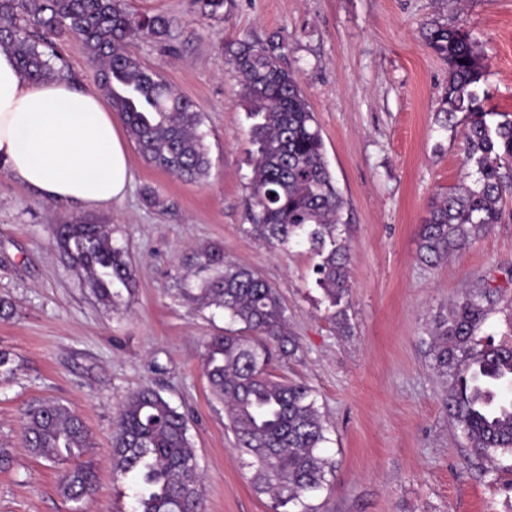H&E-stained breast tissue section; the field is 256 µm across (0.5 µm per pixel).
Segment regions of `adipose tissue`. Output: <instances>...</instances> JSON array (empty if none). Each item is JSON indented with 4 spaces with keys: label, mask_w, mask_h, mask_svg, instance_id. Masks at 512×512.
Masks as SVG:
<instances>
[{
    "label": "adipose tissue",
    "mask_w": 512,
    "mask_h": 512,
    "mask_svg": "<svg viewBox=\"0 0 512 512\" xmlns=\"http://www.w3.org/2000/svg\"><path fill=\"white\" fill-rule=\"evenodd\" d=\"M0 169L43 197L89 207L121 201L126 143L101 96L70 80L28 81L0 50Z\"/></svg>",
    "instance_id": "adipose-tissue-1"
}]
</instances>
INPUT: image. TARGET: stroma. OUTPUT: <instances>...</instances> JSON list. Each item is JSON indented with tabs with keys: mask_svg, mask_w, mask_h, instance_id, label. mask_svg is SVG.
Listing matches in <instances>:
<instances>
[{
	"mask_svg": "<svg viewBox=\"0 0 512 512\" xmlns=\"http://www.w3.org/2000/svg\"><path fill=\"white\" fill-rule=\"evenodd\" d=\"M161 14L170 36L129 50L203 115L211 169L186 182L130 150L133 180L122 202L88 208L38 195L0 171V512H132V489L112 473L116 411L150 386L184 411L203 479L205 512H273L257 494L202 367L205 341L227 326L222 310L192 298L199 255L218 247L278 289L300 348L277 375L310 386L335 468L311 498L315 512H512V457L469 460L444 402L429 336L473 285L502 301L477 339L512 341V189L501 221L459 257L418 258L432 198L462 184V114L441 112L448 66L429 47L440 22L466 30L485 54L490 104L512 115V0H224L206 19L196 0H125ZM283 38L281 64L299 75L322 129L344 201L350 244V327L339 330L307 245L271 248L250 234L252 121L231 65L241 41ZM154 194L157 205L145 202ZM81 219L112 228L135 284L116 306L94 296L62 257L54 225ZM57 402L84 420L93 446L53 464L23 444L25 415ZM92 466L81 502L61 492L64 471Z\"/></svg>",
	"mask_w": 512,
	"mask_h": 512,
	"instance_id": "35a3bbf8",
	"label": "stroma"
}]
</instances>
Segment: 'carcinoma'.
Instances as JSON below:
<instances>
[{
  "label": "carcinoma",
  "instance_id": "carcinoma-1",
  "mask_svg": "<svg viewBox=\"0 0 512 512\" xmlns=\"http://www.w3.org/2000/svg\"><path fill=\"white\" fill-rule=\"evenodd\" d=\"M65 31L84 46L106 105L118 113L144 160L182 180L204 177L210 161L199 132L202 115L157 71L126 51L138 39L163 42L169 20L128 10L123 0H0V48L13 54L34 83L71 78L53 61L52 38ZM428 44L448 64L442 111L466 121L464 165L473 185L438 193L419 229V256L435 264L466 250L501 219L500 201L512 187V117L487 105L484 56L468 32L436 24ZM284 42H241L233 63L254 123L257 157L249 183L250 233L268 245L302 241L319 257L318 285L340 328L349 288V244L342 236L344 201L324 151L322 131L298 76L280 65ZM60 253L82 270L97 298L116 305L134 284L126 251L104 224H57ZM209 272L194 300L224 311L231 328L204 344L202 364L213 395L224 402L238 450L250 457V482L274 509L313 512L306 500L324 488L332 462L322 454L326 428L312 389L273 373L277 358L299 349L278 290L252 269L224 259L218 247L201 254ZM500 289L482 281L436 324V368L450 376L446 407L466 440L468 458L492 462L512 455V344L476 340ZM31 452L58 463L89 447L80 416L59 403L32 410L24 423ZM112 471L134 485V512H203V490L188 421L161 393L144 387L118 406ZM95 474L77 467L61 479L63 495L80 501L94 491Z\"/></svg>",
  "mask_w": 512,
  "mask_h": 512
}]
</instances>
